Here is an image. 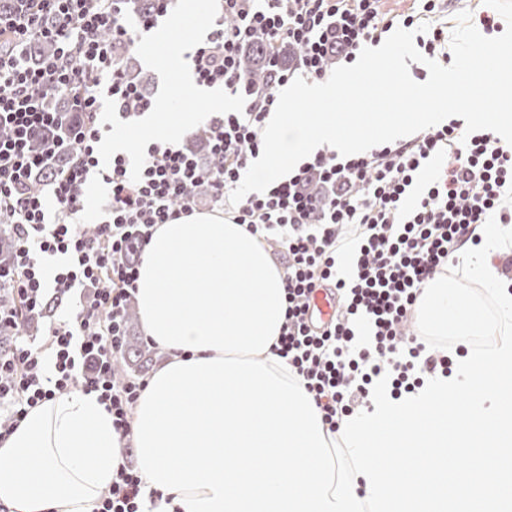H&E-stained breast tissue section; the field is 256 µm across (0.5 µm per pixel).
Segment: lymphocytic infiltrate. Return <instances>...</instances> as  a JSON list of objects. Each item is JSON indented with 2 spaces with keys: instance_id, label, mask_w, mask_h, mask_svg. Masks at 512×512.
Listing matches in <instances>:
<instances>
[{
  "instance_id": "1",
  "label": "lymphocytic infiltrate",
  "mask_w": 512,
  "mask_h": 512,
  "mask_svg": "<svg viewBox=\"0 0 512 512\" xmlns=\"http://www.w3.org/2000/svg\"><path fill=\"white\" fill-rule=\"evenodd\" d=\"M125 2L0 0V216H10L15 240L9 264H0V328L21 330L49 308L71 310L50 320L41 339L22 337L0 350V440L30 409L75 389L96 394L129 438L147 378L115 376L126 308L154 227L198 209L188 187L202 178L211 188L208 209H230L234 223L278 247L287 308L277 351L304 380L330 432L367 402L379 376L398 397L425 376L451 373L455 359L467 355L465 345L448 348L405 329L426 283L456 262L479 225L512 223V145L488 130L466 133L464 119L452 117L358 155L317 151L264 193L229 202L263 147L280 87L297 75L322 79L330 56L353 64L362 47L399 28L415 32L426 58H447L440 0H418L415 11L390 18L380 0H221L191 47L193 83L222 87L240 106L211 113L202 126L207 164L172 141L141 144L104 167V143L152 108L121 52L171 11V0H151L132 27ZM259 37L268 68L261 90L240 63L243 47ZM44 41L54 51L31 63V47ZM284 42L300 51L294 67L280 61ZM61 88L69 94L64 109L52 102ZM36 172L49 175L40 191L30 183ZM94 180L105 187L106 202L89 232L81 224L82 195ZM47 194L55 212L44 207ZM347 234L352 271L344 274L337 261ZM322 286L336 288L340 308L334 324L316 331L308 300ZM147 501L141 474L125 461L93 512H146Z\"/></svg>"
}]
</instances>
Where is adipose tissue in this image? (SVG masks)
I'll return each instance as SVG.
<instances>
[{"label":"adipose tissue","mask_w":512,"mask_h":512,"mask_svg":"<svg viewBox=\"0 0 512 512\" xmlns=\"http://www.w3.org/2000/svg\"><path fill=\"white\" fill-rule=\"evenodd\" d=\"M478 234L462 258L498 303L495 350L399 399L379 380L333 434L275 351L285 274L258 237L197 210L157 225L135 299L145 336L167 358L131 420L137 468L163 495L154 512H512V291L492 264L512 225ZM420 307L435 336H468L483 323L441 275ZM338 444L354 471L337 467ZM452 448L470 457L467 470L445 468ZM389 449L401 455L393 471L382 464ZM123 453L96 395L38 405L0 442V502L12 512H92Z\"/></svg>","instance_id":"ef3b65f1"}]
</instances>
